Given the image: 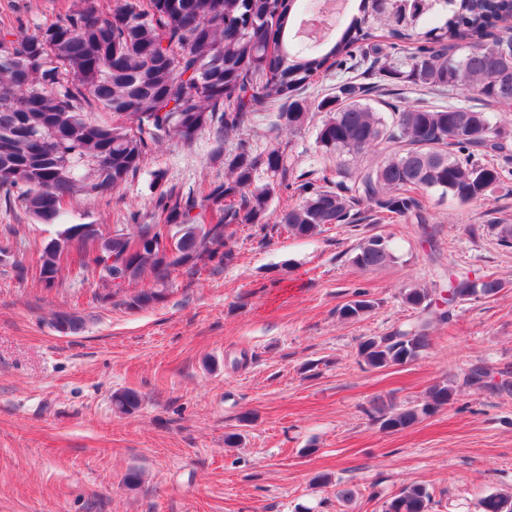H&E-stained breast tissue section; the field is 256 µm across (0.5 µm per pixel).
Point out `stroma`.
I'll return each mask as SVG.
<instances>
[{
	"mask_svg": "<svg viewBox=\"0 0 512 512\" xmlns=\"http://www.w3.org/2000/svg\"><path fill=\"white\" fill-rule=\"evenodd\" d=\"M73 4L0 0V29L55 20ZM278 110L228 140L206 131L164 142L119 190L70 199L59 224L153 223L160 191L222 184L242 141L257 152L286 144L292 181L335 168L316 146L318 119L291 138ZM423 201L429 238L372 212L313 238L240 227L232 266L177 269L163 302L133 309L121 295L100 299L98 274L75 264L50 290L19 276L16 265L35 268L59 224L0 196V228H20L0 262V512H383L412 484L430 492V512H474L479 498L512 491V248L495 230L512 224V172L463 207L433 191ZM375 234L391 238L398 260L359 270L351 258ZM450 269L504 287L434 325L414 362L365 365L361 337L413 318L401 289L447 288ZM358 291L375 310L341 320ZM61 311L81 316L82 332H58ZM475 365L488 369L489 388L459 387L409 428L382 431L369 414L374 398L418 404ZM128 389L141 404L122 414L112 396ZM233 433L235 447L224 442ZM132 470L139 485L124 481Z\"/></svg>",
	"mask_w": 512,
	"mask_h": 512,
	"instance_id": "1",
	"label": "stroma"
}]
</instances>
